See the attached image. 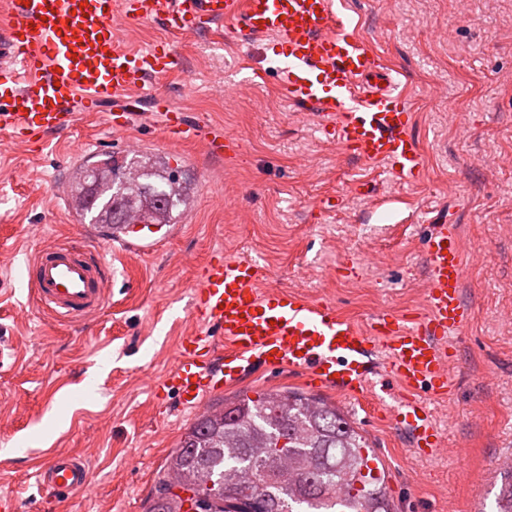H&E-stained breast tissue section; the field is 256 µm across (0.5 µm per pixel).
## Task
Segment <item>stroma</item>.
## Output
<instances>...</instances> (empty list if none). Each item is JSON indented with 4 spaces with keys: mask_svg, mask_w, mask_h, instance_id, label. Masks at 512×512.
Instances as JSON below:
<instances>
[{
    "mask_svg": "<svg viewBox=\"0 0 512 512\" xmlns=\"http://www.w3.org/2000/svg\"><path fill=\"white\" fill-rule=\"evenodd\" d=\"M373 51L391 67L412 108L413 134L427 159L412 185L387 183L346 155L279 93L275 79L241 88L245 69L268 68L267 40L200 31L178 45L182 67L159 88L190 119L223 125L244 149L219 156L202 143L172 145L161 115L141 103L123 134L104 115L43 140H0V340L13 353L0 367V497L14 512H147L157 481L195 421L176 395L157 406L150 386L176 363L194 333L192 300L212 253L247 254L287 286L333 302L359 325L383 309L423 311L428 265L424 240L451 217L465 244L463 299L472 319L455 344L451 400L438 407L447 453L425 462L406 432L382 414L352 422L385 471L395 512H490L512 457V0H337ZM169 159L191 184L177 223L150 236L155 252L114 251L95 224H73L52 195L71 184L77 145L124 158L123 142ZM373 193L358 194V183ZM333 197L335 211L319 209ZM94 247L109 264L112 294L82 323L37 310L26 265L42 245ZM110 370L89 395L91 368ZM306 391L303 372L263 368L208 404L275 390ZM65 426L48 434L45 418ZM85 459L90 485L63 503L42 497L36 474L46 454Z\"/></svg>",
    "mask_w": 512,
    "mask_h": 512,
    "instance_id": "1",
    "label": "stroma"
}]
</instances>
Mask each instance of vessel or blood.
Here are the masks:
<instances>
[{
  "instance_id": "1",
  "label": "vessel or blood",
  "mask_w": 512,
  "mask_h": 512,
  "mask_svg": "<svg viewBox=\"0 0 512 512\" xmlns=\"http://www.w3.org/2000/svg\"><path fill=\"white\" fill-rule=\"evenodd\" d=\"M118 18L162 20L170 37L132 49L115 35ZM214 25L244 39H272L282 97L302 106L350 157L382 165L389 178L420 181L426 158L411 132L410 102L335 0H12L0 16V133L40 139L103 110L119 133L132 119L122 102L136 95L161 111L166 140H200L216 153L241 150L223 126L189 120L156 87L178 69L175 38ZM425 252L424 312L383 310L364 327L332 302L262 290L266 272L255 260L213 255L193 303L203 330L183 339L174 368L152 388L154 400L173 391L198 411L207 396L267 365L303 371L311 389L357 403L374 397L371 378L381 370L391 382L390 423L407 429L417 458L435 459L445 435L434 405L452 396L455 343L471 313L455 225H434ZM28 274L36 307L62 322L101 311L110 299L111 267L68 244L38 250ZM41 482L66 497L88 488L89 471L83 459L60 454L42 465Z\"/></svg>"
}]
</instances>
